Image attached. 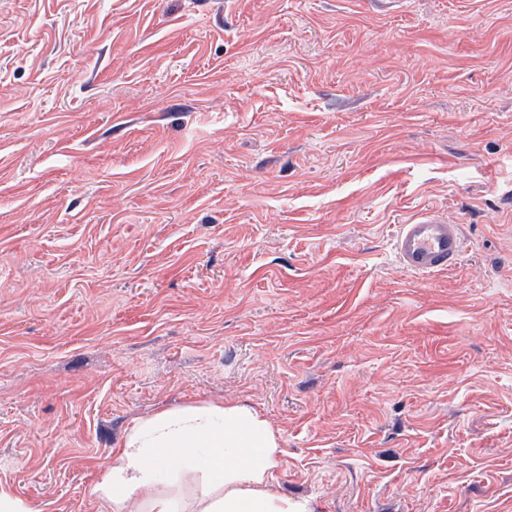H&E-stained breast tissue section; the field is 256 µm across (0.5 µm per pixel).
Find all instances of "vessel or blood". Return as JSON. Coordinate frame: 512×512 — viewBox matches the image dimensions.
<instances>
[{
	"instance_id": "b4317fda",
	"label": "vessel or blood",
	"mask_w": 512,
	"mask_h": 512,
	"mask_svg": "<svg viewBox=\"0 0 512 512\" xmlns=\"http://www.w3.org/2000/svg\"><path fill=\"white\" fill-rule=\"evenodd\" d=\"M464 251L458 225L431 214L412 218L399 225L393 240L398 264L419 276L455 267Z\"/></svg>"
}]
</instances>
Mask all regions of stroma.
Masks as SVG:
<instances>
[{
	"label": "stroma",
	"mask_w": 512,
	"mask_h": 512,
	"mask_svg": "<svg viewBox=\"0 0 512 512\" xmlns=\"http://www.w3.org/2000/svg\"><path fill=\"white\" fill-rule=\"evenodd\" d=\"M189 402L320 512H512V0H0V484L111 512ZM464 251L459 226L431 214L399 224L393 240L398 264L408 273L419 276L455 267Z\"/></svg>",
	"instance_id": "35a3bbf8"
}]
</instances>
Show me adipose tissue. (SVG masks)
<instances>
[{"label":"adipose tissue","mask_w":512,"mask_h":512,"mask_svg":"<svg viewBox=\"0 0 512 512\" xmlns=\"http://www.w3.org/2000/svg\"><path fill=\"white\" fill-rule=\"evenodd\" d=\"M279 435L254 409L190 403L136 419L112 464L91 486L112 512H177L175 496L157 489L164 472L197 476L194 512H317L308 498L275 490Z\"/></svg>","instance_id":"adipose-tissue-1"}]
</instances>
